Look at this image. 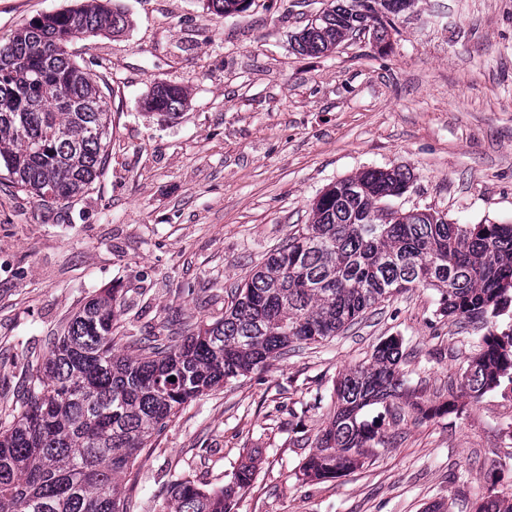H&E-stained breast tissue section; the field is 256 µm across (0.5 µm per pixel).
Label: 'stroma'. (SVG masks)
Instances as JSON below:
<instances>
[{"mask_svg": "<svg viewBox=\"0 0 512 512\" xmlns=\"http://www.w3.org/2000/svg\"><path fill=\"white\" fill-rule=\"evenodd\" d=\"M85 0H0V40ZM118 36L69 51L104 79L112 154L88 194L42 206L0 172V422L43 365L50 338L80 307L117 289L121 335L185 336L221 318L231 290L311 221L329 184L366 169L411 179L392 210L429 209L454 224H512V0H419L392 47L370 33L320 54L295 36L327 0H251L217 17L207 0H102ZM160 83L186 88L178 115L146 111ZM439 294L413 288L314 344H292L254 371L186 404L123 480L135 512H168L172 484L217 489L256 457L231 512H475L512 493V394L422 418L405 401L355 471L303 480L329 420L336 379L402 343L409 388L444 401L485 330L452 322Z\"/></svg>", "mask_w": 512, "mask_h": 512, "instance_id": "obj_1", "label": "stroma"}]
</instances>
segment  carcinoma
Segmentation results:
<instances>
[{
    "label": "carcinoma",
    "mask_w": 512,
    "mask_h": 512,
    "mask_svg": "<svg viewBox=\"0 0 512 512\" xmlns=\"http://www.w3.org/2000/svg\"><path fill=\"white\" fill-rule=\"evenodd\" d=\"M243 2L208 0V8L223 17L244 11ZM416 2L330 0L295 42L319 54L368 32L385 49L399 15ZM127 26L123 13L91 3L32 19L0 42V168L42 205L85 195L112 150L101 78L84 71L68 46ZM185 99L181 86L159 84L145 106L175 115ZM409 181L399 168L366 169L328 185L312 222L237 285L223 317L187 336H155L134 354L114 334L115 290L85 303L51 341L22 411L0 428V512H133L119 480L183 405L266 367L292 343L337 335L396 292L433 288L441 314L454 321L487 323L507 313L512 224H451L429 210H391L387 202ZM402 358V343L390 337L370 365L337 377L329 424L300 466L304 478H336L363 465L381 444L376 422L363 418L376 405L404 397L425 418L459 410L453 394L435 405L405 387ZM497 388L512 391V328L488 330L462 375L461 389L474 399ZM254 475L250 460L220 489L177 480L170 512H230L236 490ZM477 512H512V498L491 492Z\"/></svg>",
    "instance_id": "carcinoma-1"
}]
</instances>
